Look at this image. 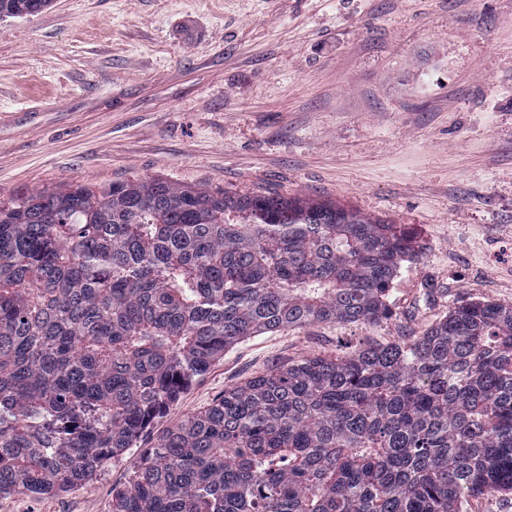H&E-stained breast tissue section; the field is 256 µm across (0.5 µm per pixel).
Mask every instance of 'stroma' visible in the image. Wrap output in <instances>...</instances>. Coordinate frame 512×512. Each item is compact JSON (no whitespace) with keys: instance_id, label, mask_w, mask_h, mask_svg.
I'll return each instance as SVG.
<instances>
[{"instance_id":"stroma-1","label":"stroma","mask_w":512,"mask_h":512,"mask_svg":"<svg viewBox=\"0 0 512 512\" xmlns=\"http://www.w3.org/2000/svg\"><path fill=\"white\" fill-rule=\"evenodd\" d=\"M133 178L275 188L401 225L420 252L375 323L245 339L163 421L224 388L457 304L512 306V0H51L0 20V206ZM128 460L0 512H112Z\"/></svg>"}]
</instances>
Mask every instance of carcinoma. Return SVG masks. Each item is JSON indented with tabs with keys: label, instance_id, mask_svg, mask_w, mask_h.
Here are the masks:
<instances>
[{
	"label": "carcinoma",
	"instance_id": "cac0c4a2",
	"mask_svg": "<svg viewBox=\"0 0 512 512\" xmlns=\"http://www.w3.org/2000/svg\"><path fill=\"white\" fill-rule=\"evenodd\" d=\"M416 258L390 220L270 191L131 179L1 206L0 495L90 482L251 336L389 318ZM135 460L112 512H467L512 493V306L227 388Z\"/></svg>",
	"mask_w": 512,
	"mask_h": 512
}]
</instances>
